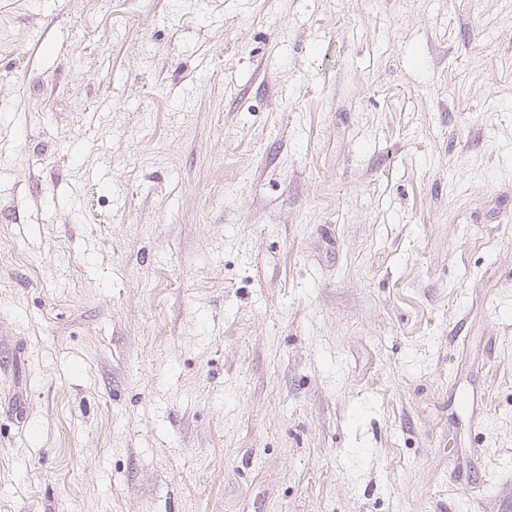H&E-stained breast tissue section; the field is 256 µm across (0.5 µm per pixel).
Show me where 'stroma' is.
I'll return each instance as SVG.
<instances>
[{
	"label": "stroma",
	"instance_id": "1",
	"mask_svg": "<svg viewBox=\"0 0 512 512\" xmlns=\"http://www.w3.org/2000/svg\"><path fill=\"white\" fill-rule=\"evenodd\" d=\"M0 512H512V0H0Z\"/></svg>",
	"mask_w": 512,
	"mask_h": 512
}]
</instances>
